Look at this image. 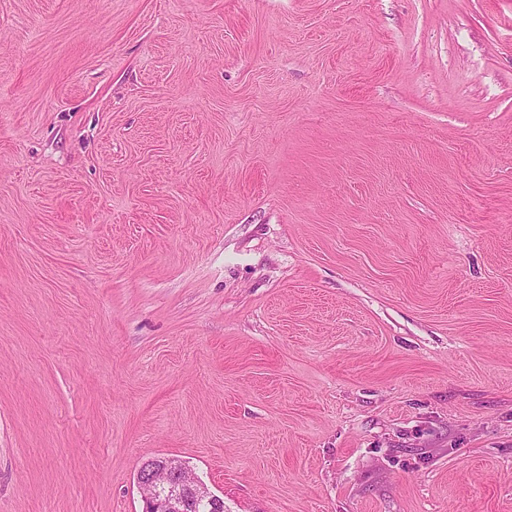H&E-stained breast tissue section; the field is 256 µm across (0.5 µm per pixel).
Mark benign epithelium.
<instances>
[{
	"label": "benign epithelium",
	"instance_id": "7a95c632",
	"mask_svg": "<svg viewBox=\"0 0 512 512\" xmlns=\"http://www.w3.org/2000/svg\"><path fill=\"white\" fill-rule=\"evenodd\" d=\"M137 484L144 506L157 512H184L186 493L209 502L215 512H224V500L213 494L188 468L174 458H161L150 468H140Z\"/></svg>",
	"mask_w": 512,
	"mask_h": 512
}]
</instances>
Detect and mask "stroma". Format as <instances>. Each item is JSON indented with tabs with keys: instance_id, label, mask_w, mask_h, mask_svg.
<instances>
[{
	"instance_id": "35a3bbf8",
	"label": "stroma",
	"mask_w": 512,
	"mask_h": 512,
	"mask_svg": "<svg viewBox=\"0 0 512 512\" xmlns=\"http://www.w3.org/2000/svg\"><path fill=\"white\" fill-rule=\"evenodd\" d=\"M512 512V0H0V512ZM137 484L144 503L157 508L154 512L186 511V492H191L196 499L209 502L217 512H224V500L213 494L204 483L193 476L188 468L174 458L162 457L150 468L141 467L137 474ZM164 493V494H163ZM189 502L186 512H211L207 502Z\"/></svg>"
}]
</instances>
